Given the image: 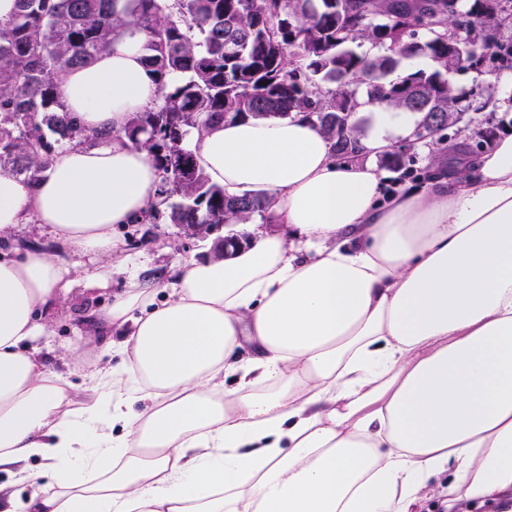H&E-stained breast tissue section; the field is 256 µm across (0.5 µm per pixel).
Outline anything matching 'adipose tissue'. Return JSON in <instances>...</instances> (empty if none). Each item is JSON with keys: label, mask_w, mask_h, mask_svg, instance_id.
I'll return each instance as SVG.
<instances>
[{"label": "adipose tissue", "mask_w": 512, "mask_h": 512, "mask_svg": "<svg viewBox=\"0 0 512 512\" xmlns=\"http://www.w3.org/2000/svg\"><path fill=\"white\" fill-rule=\"evenodd\" d=\"M143 41L61 77L68 111L108 143L58 150L33 185L0 171V237L47 225L101 256V280L124 264L115 225L158 199L147 152L117 137L160 102ZM368 110L362 153L418 120ZM192 138L212 183L264 199L288 233L243 224L250 245L186 263L162 301L131 276L102 317L130 328L121 365L76 410L34 348L67 272L40 251L0 257V473L31 488L0 512H411L446 471L449 505L511 497L512 134L471 172L387 199L383 174L336 164L303 112Z\"/></svg>", "instance_id": "adipose-tissue-1"}]
</instances>
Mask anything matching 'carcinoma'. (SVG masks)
Here are the masks:
<instances>
[{
  "instance_id": "carcinoma-1",
  "label": "carcinoma",
  "mask_w": 512,
  "mask_h": 512,
  "mask_svg": "<svg viewBox=\"0 0 512 512\" xmlns=\"http://www.w3.org/2000/svg\"><path fill=\"white\" fill-rule=\"evenodd\" d=\"M17 0L0 20V171L24 183L43 177L56 146L105 143L67 111L61 75L89 64L132 29L145 34V61L161 103L128 120L121 137L145 149L158 171V205L185 236L204 225L246 221L263 200L233 198L211 183L186 143L193 129L247 117L286 118L305 112L336 140L335 151L355 154L348 134L367 102H386L421 114L460 121L453 74L487 52L512 61V36L502 20L481 11V0ZM487 30L489 40L448 59V33L459 18ZM387 50L371 58L355 43ZM420 55L433 72L390 80L400 60Z\"/></svg>"
}]
</instances>
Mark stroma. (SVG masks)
Listing matches in <instances>:
<instances>
[{
    "label": "stroma",
    "mask_w": 512,
    "mask_h": 512,
    "mask_svg": "<svg viewBox=\"0 0 512 512\" xmlns=\"http://www.w3.org/2000/svg\"><path fill=\"white\" fill-rule=\"evenodd\" d=\"M500 70L494 69L484 75L480 97H470L469 92L475 78L474 72L463 71L454 79L465 97L460 108L472 107L476 113L472 123L452 125L447 130L450 140H465L474 152L490 151L493 140L487 139L486 130L502 133L504 124L512 120V113L481 111L483 98L512 99V85L501 82ZM393 148L403 155L400 169H392L384 157L360 156V163H374L387 172L390 182L403 179L422 178L431 158L447 156V146L426 140L416 143L407 139H396ZM117 238L128 257L126 268L114 271L104 281L95 280L99 261L96 255L80 251L68 242L57 239L45 225L29 222L18 227L4 239H0V253H21L36 249L53 256L60 265L68 269L71 290L68 299L60 305L49 306L41 314L49 326L48 336L37 343L38 356L44 365L58 374L75 389H82L89 381L94 369L106 364H119V355L105 356L108 342L120 339L121 333L106 327L100 314L111 304L112 298L127 286L131 272L140 277L165 280L173 268L194 259L211 257L213 239H181L177 226L168 216L143 224H120L115 229Z\"/></svg>",
    "instance_id": "35a3bbf8"
}]
</instances>
